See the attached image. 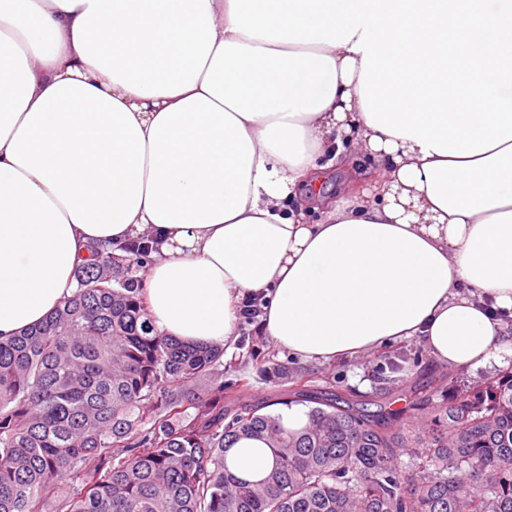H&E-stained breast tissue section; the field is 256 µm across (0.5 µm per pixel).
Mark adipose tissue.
Instances as JSON below:
<instances>
[{
	"instance_id": "adipose-tissue-1",
	"label": "adipose tissue",
	"mask_w": 512,
	"mask_h": 512,
	"mask_svg": "<svg viewBox=\"0 0 512 512\" xmlns=\"http://www.w3.org/2000/svg\"><path fill=\"white\" fill-rule=\"evenodd\" d=\"M230 0H0V340L75 287L91 247L153 241L154 328L265 336L335 363L404 339L475 369L512 352V140L423 156L367 124L361 54L232 31ZM371 192L304 202L353 156ZM227 460L256 478L264 443Z\"/></svg>"
}]
</instances>
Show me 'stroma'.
Returning <instances> with one entry per match:
<instances>
[{"label":"stroma","instance_id":"1","mask_svg":"<svg viewBox=\"0 0 512 512\" xmlns=\"http://www.w3.org/2000/svg\"><path fill=\"white\" fill-rule=\"evenodd\" d=\"M270 358L271 362L288 367L295 374L311 375L318 387H333L347 391L353 400L368 410L385 405L397 412L404 430L428 436L431 426L419 404L410 402L396 386L397 380L408 379L419 384L423 396L441 404L448 400L447 386L431 388L433 378L447 373L448 368L437 363L421 343L415 339L386 346L383 350L367 353L351 360L332 364L303 362L260 333L256 323H244L240 336L224 355V373L220 380L232 385L247 380L250 394L255 399L269 398L275 388H288V381H273L261 364L253 361V354Z\"/></svg>","mask_w":512,"mask_h":512}]
</instances>
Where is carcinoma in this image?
Here are the masks:
<instances>
[{
    "mask_svg": "<svg viewBox=\"0 0 512 512\" xmlns=\"http://www.w3.org/2000/svg\"><path fill=\"white\" fill-rule=\"evenodd\" d=\"M152 251L145 236L92 249L70 297L0 340V512H512V369L433 407L414 443L394 413L304 375L252 402L245 382L210 384L224 348L153 331ZM303 403L297 425L269 411ZM242 439L272 456L258 479L227 465Z\"/></svg>",
    "mask_w": 512,
    "mask_h": 512,
    "instance_id": "carcinoma-1",
    "label": "carcinoma"
}]
</instances>
